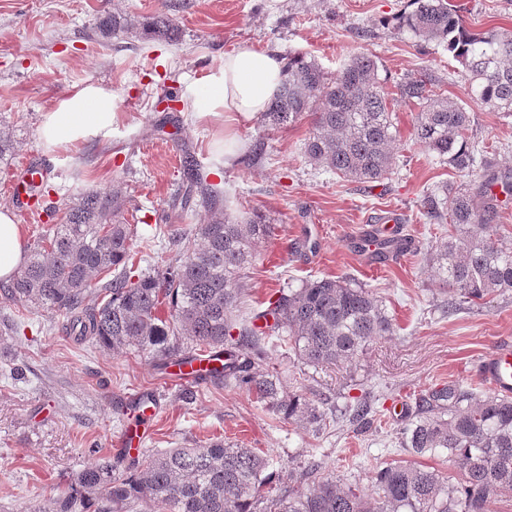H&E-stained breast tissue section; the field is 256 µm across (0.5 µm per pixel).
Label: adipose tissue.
I'll list each match as a JSON object with an SVG mask.
<instances>
[{
  "mask_svg": "<svg viewBox=\"0 0 512 512\" xmlns=\"http://www.w3.org/2000/svg\"><path fill=\"white\" fill-rule=\"evenodd\" d=\"M284 63L275 53L250 46L225 52L206 77L207 96L190 104L194 112H220L238 122L266 111L283 79ZM118 118L111 90L87 83L43 115L40 134L52 148H68L108 138ZM25 261L23 236L10 207L0 206V280H10Z\"/></svg>",
  "mask_w": 512,
  "mask_h": 512,
  "instance_id": "obj_1",
  "label": "adipose tissue"
}]
</instances>
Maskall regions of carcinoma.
Instances as JSON below:
<instances>
[{
    "label": "carcinoma",
    "instance_id": "obj_1",
    "mask_svg": "<svg viewBox=\"0 0 512 512\" xmlns=\"http://www.w3.org/2000/svg\"><path fill=\"white\" fill-rule=\"evenodd\" d=\"M411 3L416 8L400 15L401 25L446 47L462 67L471 102L512 116V32L470 30L462 8L451 0ZM95 29L101 38L135 31L144 40L166 42L179 33L163 14L137 24L120 12L106 13ZM284 72L262 123L283 127L311 113L313 130L305 143L310 162L347 180H383L392 166L395 134L376 61L359 55L330 76L316 60L294 55ZM399 93L420 109L416 142L457 170L474 169L467 104L438 93L422 76L404 81ZM183 170L184 206L210 213L198 226L200 248L161 273L137 272L130 253L136 227L124 217L128 199L122 187L87 189L64 202L62 223L54 225L49 245L34 243L24 269L0 293L12 302L60 312L71 334L117 354L150 346L170 359L187 342L211 357L228 355L230 361L214 369L217 378L245 389L285 420L322 428L331 416L285 391L266 368V339L277 334L279 344L305 366L351 363L390 333L382 304L365 287L323 277L280 292L261 314L263 326L238 319L247 292L244 271L272 226L259 214L229 220L221 193L192 156H184ZM496 181L488 178L478 198L459 190L424 199L427 217L446 215L448 223L467 227L437 254L450 313L464 302L512 292V249L499 243L500 211L491 191ZM165 306L169 315L163 319ZM346 414L353 423H367L372 406L363 398L340 411ZM401 446L413 457L447 451L459 477L394 460L376 471L366 494L328 473L305 491L263 495L268 460L252 448L218 440L204 448L121 456V475L113 474L112 458L104 456L78 472L71 491L52 500L45 512H128L140 498L160 512H489L493 497L512 493V396L476 394L454 384L434 389L419 398L416 416L401 429Z\"/></svg>",
    "mask_w": 512,
    "mask_h": 512
}]
</instances>
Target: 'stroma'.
I'll use <instances>...</instances> for the list:
<instances>
[{
  "label": "stroma",
  "mask_w": 512,
  "mask_h": 512,
  "mask_svg": "<svg viewBox=\"0 0 512 512\" xmlns=\"http://www.w3.org/2000/svg\"><path fill=\"white\" fill-rule=\"evenodd\" d=\"M456 2L472 31L512 29V0ZM408 8V0H0V130L15 143L0 161V204L13 205L12 172L28 162L45 165L48 206L121 184L135 210L131 251L141 257L140 270L152 272L175 258L173 236L205 221L204 212L179 205L188 152L223 190L227 217L249 209L272 226L245 270L240 318L254 320L279 291L342 276L372 289L392 323L390 334L343 367L302 365L268 341L267 364L285 391L327 409L364 396L378 417L362 430L342 417L317 432L279 419L220 380L174 385L157 352L113 353L66 335L59 312L0 296V512L46 506L96 458L116 455L111 442L131 423L129 408L140 394L161 402L144 440L147 452L224 439L266 455L274 487L308 488L305 472L316 464L366 492L380 467L404 458L398 432L414 418L421 396L448 383L486 392L471 367L512 340V294L449 313L432 265L437 247L457 229L426 218L421 199L449 189L478 191L490 174L511 177L512 117L469 104V140L485 151L469 173L417 144L418 110L400 97L398 83L425 71L448 97L467 102L468 96L447 50L399 27L396 18ZM112 11L134 20L167 14L179 39L167 44L126 33L100 39L96 20ZM241 45L307 55L332 76L351 58L372 56L397 131L386 178L351 182L312 164L304 152L310 116L270 128L256 117L228 124L223 115L190 111L223 53ZM87 83L118 98L111 137L48 148L40 134L43 113ZM169 92L178 100L166 110L160 100ZM389 222L411 248L367 251L376 226Z\"/></svg>",
  "instance_id": "35a3bbf8"
}]
</instances>
